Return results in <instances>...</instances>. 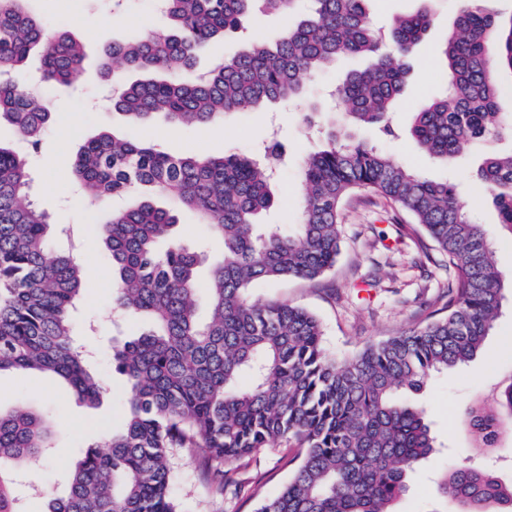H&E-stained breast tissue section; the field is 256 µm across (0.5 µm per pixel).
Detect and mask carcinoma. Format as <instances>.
<instances>
[{"mask_svg": "<svg viewBox=\"0 0 512 512\" xmlns=\"http://www.w3.org/2000/svg\"><path fill=\"white\" fill-rule=\"evenodd\" d=\"M291 15L297 0H161L166 33L141 34L109 45L103 76L115 83L112 109L132 129L157 116L173 125H208L237 112L307 96V79L341 55L370 59L333 92L341 128L380 125L408 75L406 57L428 35L433 14L400 16L387 31L373 29L370 0H311L303 18L273 42L249 39L245 22L256 2ZM29 0H0V123L14 126L31 148L50 122L49 104L9 74L40 58L43 84L66 85L84 68V43L51 32ZM492 0H459L441 46L443 93L414 113L410 134L445 164L493 137L512 134V113L498 106L499 78L512 75V17ZM241 34V49L190 81L206 46ZM127 72L142 78L129 81ZM319 141L300 167L303 204L292 233L257 222L275 199V169L285 166L280 141L253 153L181 155L156 138L103 129L77 150L71 168L83 199L135 196L137 205L112 212L102 227L113 275L112 311L145 315L150 328L112 348L127 392L121 430L91 443L69 477L66 495L49 512H178L171 457H194L214 492L237 486V463L264 448L296 449L298 465L278 493L256 512H392L408 489L415 464L436 452L424 408L409 394L436 373L480 351L504 298L484 228L471 222L457 186L435 181L383 149L356 142L336 127L324 131L306 117ZM477 182L512 233V150L486 151ZM30 159L0 144V374L39 371L63 379L78 400L94 405L105 387L90 371L89 352L75 342L73 313L85 270L70 251L49 243V215L29 199ZM369 190L409 213L402 227L425 233L448 263V292L422 324L371 343L338 361L308 310L252 299L257 281L318 283L340 252L345 199ZM190 211L219 235L223 260L205 282L203 250L172 238L177 213ZM204 296L209 319L197 318ZM512 417V379L491 398L468 407L465 420L489 448ZM51 423L18 407L0 410V512H21L14 477L49 448ZM440 493L457 512H505L506 485L478 465L445 471Z\"/></svg>", "mask_w": 512, "mask_h": 512, "instance_id": "carcinoma-1", "label": "carcinoma"}]
</instances>
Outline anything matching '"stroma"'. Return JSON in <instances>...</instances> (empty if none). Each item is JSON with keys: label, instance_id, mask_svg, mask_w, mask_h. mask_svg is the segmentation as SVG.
I'll return each instance as SVG.
<instances>
[{"label": "stroma", "instance_id": "1", "mask_svg": "<svg viewBox=\"0 0 512 512\" xmlns=\"http://www.w3.org/2000/svg\"><path fill=\"white\" fill-rule=\"evenodd\" d=\"M32 10L56 27L84 40L89 62L72 86H41L52 108V120L40 136V147L30 157V196L52 222L53 244H60L63 231H70L76 254L86 272L87 288L75 315L74 334L88 344L92 366L106 391L98 407L80 403L70 388L57 378L39 373L0 376V409L19 403L48 416L54 425L49 455L40 458L29 472L31 486L18 487L22 512H48L50 499L64 494L69 472L82 448L104 440L120 429L125 393L124 378L110 360L115 342L125 340L140 322L128 319L112 326V268L102 244L100 227L111 206L107 203L70 202L71 167L75 153L86 139L104 128L125 130V123L111 109L101 107L102 96L112 87L97 67L103 47L132 34L155 33L165 27L154 12L152 0H129L123 14L105 19L91 0H33ZM456 12V0H437L435 23L428 40L411 57V76L391 113L395 136L376 128L357 132L355 139L383 147L396 160L421 171L430 179H453L467 199L468 216L482 224L492 243L494 264L512 274V235L500 224L490 197L480 193L474 181L481 162V149H473L453 166L430 160L411 139L412 114L441 87L442 58L438 48L445 40ZM360 58H343L321 76L309 81L320 122L333 120L336 104L329 90L353 69L364 67ZM277 134L287 150L288 170L277 184V203L262 217L263 223L281 232L293 230L300 206L296 174L304 156L314 148L298 110L285 103L262 112H247L208 127H174L160 122L149 125L145 136H160L166 147L180 154L218 156L237 149L254 151L270 134ZM408 214L386 199L365 191L352 195L340 216L341 251L336 265L320 283L301 280L259 282L252 298L282 300L315 314L323 329L325 347L337 357L354 356L364 345L415 326L425 305L434 303L448 283L442 261L422 262L417 244L401 237L399 225L410 223ZM375 277L379 285L358 289L362 278ZM512 373V294H506L501 313L477 357L435 375L426 388L414 395L424 406L439 442L440 454L417 465L410 473L408 491L393 505L395 512H455L453 502L443 499L436 486V470L443 463L469 459L482 462L496 455L495 449L479 447L461 420L465 407L488 397L497 384ZM284 448H265L243 461L236 475L238 494L216 496L200 481L193 458L184 453L172 459L173 491L180 512H254L257 501L270 496L288 481L292 469L285 466Z\"/></svg>", "mask_w": 512, "mask_h": 512}]
</instances>
